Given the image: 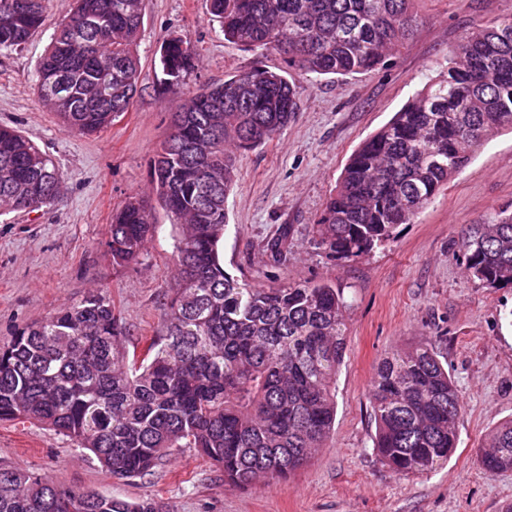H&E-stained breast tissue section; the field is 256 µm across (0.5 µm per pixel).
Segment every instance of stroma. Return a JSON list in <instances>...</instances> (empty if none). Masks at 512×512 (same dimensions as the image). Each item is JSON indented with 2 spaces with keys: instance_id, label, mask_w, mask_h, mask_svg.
I'll return each instance as SVG.
<instances>
[{
  "instance_id": "35a3bbf8",
  "label": "stroma",
  "mask_w": 512,
  "mask_h": 512,
  "mask_svg": "<svg viewBox=\"0 0 512 512\" xmlns=\"http://www.w3.org/2000/svg\"><path fill=\"white\" fill-rule=\"evenodd\" d=\"M72 6L48 0L42 28L23 47L0 49V125L45 151L66 175L50 206L0 214V345L62 305L101 290L127 328L129 353L143 356L161 328L173 282V222L152 192L150 167L188 92L262 65L284 68L273 51L225 40L206 0H144L137 40L138 92L127 112L91 135L72 134L39 100L35 68ZM412 36L377 69L353 76L291 71L293 120L271 141L235 152L227 198L226 270L255 285L331 280L343 295L346 350L336 377V418L325 447L287 480L225 485L196 452L152 474L119 479L69 438L37 424L0 423V464L35 471L54 484L128 501L155 499L167 512H504L512 471L490 475L478 450L512 417V287L487 288L469 276L459 250L465 225L512 211V132L474 151L468 164L385 246L355 260L314 244L315 226L358 146L448 67L458 40L512 12V0H413ZM176 35L200 64L183 86L158 87L159 47ZM146 200L158 234L129 266L113 264L105 242L113 210ZM288 229L281 260L266 250ZM430 345L463 400L458 446L423 475H401L373 450L371 384L394 349Z\"/></svg>"
}]
</instances>
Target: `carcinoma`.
Masks as SVG:
<instances>
[{
  "label": "carcinoma",
  "instance_id": "1",
  "mask_svg": "<svg viewBox=\"0 0 512 512\" xmlns=\"http://www.w3.org/2000/svg\"><path fill=\"white\" fill-rule=\"evenodd\" d=\"M412 0H208L224 39L276 51L290 68L348 76L373 70L412 35ZM45 0H0V48L24 46L44 21ZM141 0H75L36 70L42 103L83 135L112 125L137 92ZM160 85L178 88L199 58L169 37ZM65 81L66 92L53 93ZM286 71L255 66L186 97L153 160L152 189L175 217L177 275L163 330L139 360L99 291L48 313L0 347V422L40 423L90 452L113 476L146 475L192 449L246 487L285 480L329 437L336 376L346 349V304L327 279L262 288L228 273L219 244L236 173L225 145L248 150L295 114ZM512 129V12L465 34L447 72L424 87L354 152L316 224L315 245L361 258L394 237L470 160L483 141ZM66 176L17 130L0 126V204L37 210ZM157 225L132 196L112 212L113 263L138 261ZM461 249L470 275L512 286V213L469 224ZM461 395L429 346L396 349L377 366L374 449L401 475L424 474L457 448ZM488 474L512 470V419L479 459ZM0 512H165L65 489L29 469L0 467Z\"/></svg>",
  "mask_w": 512,
  "mask_h": 512
}]
</instances>
